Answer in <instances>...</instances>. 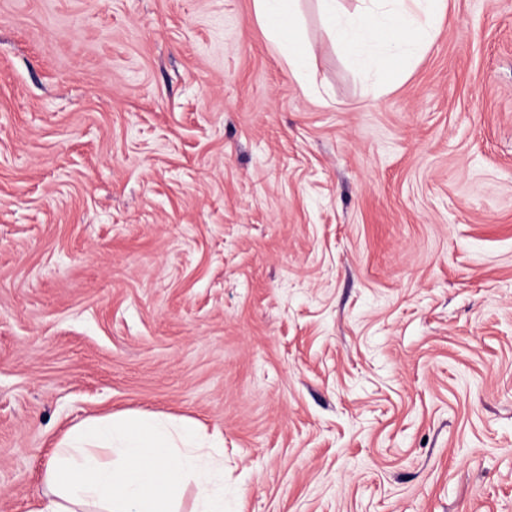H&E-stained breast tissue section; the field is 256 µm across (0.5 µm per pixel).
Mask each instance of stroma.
Segmentation results:
<instances>
[{
  "label": "stroma",
  "mask_w": 512,
  "mask_h": 512,
  "mask_svg": "<svg viewBox=\"0 0 512 512\" xmlns=\"http://www.w3.org/2000/svg\"><path fill=\"white\" fill-rule=\"evenodd\" d=\"M0 0V512L77 422L224 443V512H512V0L383 76L298 0ZM256 15L268 28L278 44L289 69L303 84L309 82L308 58L310 50L304 46L300 28L295 20L296 0H255ZM288 13V25L283 18Z\"/></svg>",
  "instance_id": "1"
}]
</instances>
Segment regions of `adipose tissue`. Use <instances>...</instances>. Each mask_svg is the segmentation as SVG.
I'll return each instance as SVG.
<instances>
[{
	"instance_id": "obj_1",
	"label": "adipose tissue",
	"mask_w": 512,
	"mask_h": 512,
	"mask_svg": "<svg viewBox=\"0 0 512 512\" xmlns=\"http://www.w3.org/2000/svg\"><path fill=\"white\" fill-rule=\"evenodd\" d=\"M256 15L289 69L308 82V58L293 0H255ZM330 35L364 70L411 60L445 0H362L346 14L340 0H322ZM193 423L171 424L144 413L82 420L70 428L45 470L50 493L38 512H180L195 489V512H224V467L196 444Z\"/></svg>"
}]
</instances>
